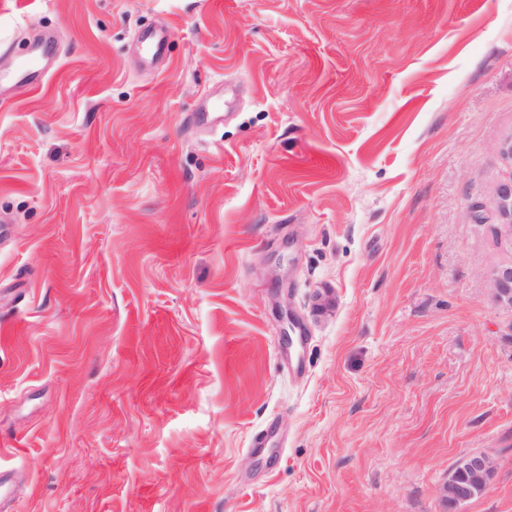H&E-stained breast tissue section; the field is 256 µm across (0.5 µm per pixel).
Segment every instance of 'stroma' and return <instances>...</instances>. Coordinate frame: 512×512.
<instances>
[{
	"mask_svg": "<svg viewBox=\"0 0 512 512\" xmlns=\"http://www.w3.org/2000/svg\"><path fill=\"white\" fill-rule=\"evenodd\" d=\"M509 138L512 0H0V512H512ZM47 52L46 46L35 48L29 51L19 64V81L28 92H36L43 86L44 71L41 60ZM496 226L505 244L511 248L512 240V181L504 182L498 191ZM495 301L512 307V265L494 267L488 274Z\"/></svg>",
	"mask_w": 512,
	"mask_h": 512,
	"instance_id": "stroma-1",
	"label": "stroma"
}]
</instances>
